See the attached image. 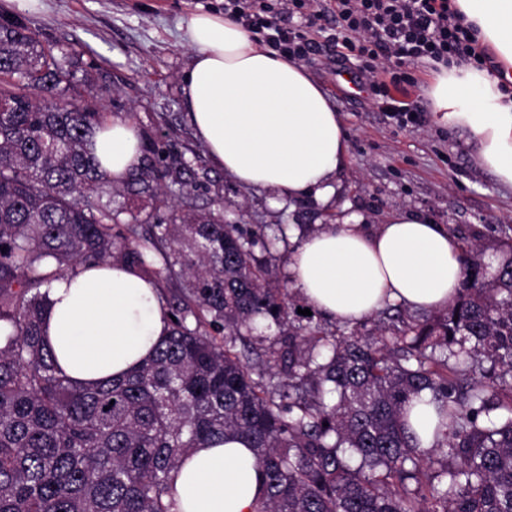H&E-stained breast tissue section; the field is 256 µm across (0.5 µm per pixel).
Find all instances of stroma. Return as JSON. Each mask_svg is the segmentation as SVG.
<instances>
[{
	"label": "stroma",
	"instance_id": "1",
	"mask_svg": "<svg viewBox=\"0 0 512 512\" xmlns=\"http://www.w3.org/2000/svg\"><path fill=\"white\" fill-rule=\"evenodd\" d=\"M201 9L223 11L224 0H0V14L22 18L76 63L87 93L110 118L167 140L191 130L182 78L192 49L184 32L186 19ZM306 65L345 123L349 155L336 177L337 191L325 199H278L273 191L243 188L211 168L230 218L242 224L282 222L294 239L299 225L321 224L330 215L340 221L357 213L375 227L401 211L487 244L512 237V187L480 164L467 133L430 121L429 62L410 70L417 81L411 98L421 114L418 124L405 128L380 112L355 64L320 53ZM162 112L171 116L172 128L158 127Z\"/></svg>",
	"mask_w": 512,
	"mask_h": 512
}]
</instances>
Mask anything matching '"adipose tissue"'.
I'll return each instance as SVG.
<instances>
[{
  "mask_svg": "<svg viewBox=\"0 0 512 512\" xmlns=\"http://www.w3.org/2000/svg\"><path fill=\"white\" fill-rule=\"evenodd\" d=\"M502 71L438 65L429 89L430 120L466 130L479 159L512 185V0H452ZM194 49L183 77L187 118L211 160L239 185L277 195L326 197L348 159L340 112L299 61L272 50L232 18L193 13ZM134 124L115 119L90 143L119 179L140 163ZM457 238L415 213L369 228L358 215L326 224L290 253L288 273L304 302L322 317L356 322L388 303L415 310L448 305L464 280ZM157 285L114 261L54 280L42 333L65 374L84 385L118 378L146 362L168 336ZM423 449L443 430L429 393L406 407ZM179 512H256L262 499L254 452L242 439L192 449L172 473Z\"/></svg>",
  "mask_w": 512,
  "mask_h": 512,
  "instance_id": "adipose-tissue-1",
  "label": "adipose tissue"
}]
</instances>
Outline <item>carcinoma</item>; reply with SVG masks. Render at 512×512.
Segmentation results:
<instances>
[{"instance_id": "carcinoma-1", "label": "carcinoma", "mask_w": 512, "mask_h": 512, "mask_svg": "<svg viewBox=\"0 0 512 512\" xmlns=\"http://www.w3.org/2000/svg\"><path fill=\"white\" fill-rule=\"evenodd\" d=\"M83 86L0 15V512H175L180 457L234 438L264 478L258 512H512L511 238L463 239L440 316L395 304L370 336L314 325L256 254L288 225L199 203L213 180L196 151L148 132L112 179L88 149L108 113ZM113 260L168 286L175 321L145 364L78 387L41 335L42 289ZM423 391L447 426L427 452L404 415Z\"/></svg>"}]
</instances>
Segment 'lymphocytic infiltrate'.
<instances>
[{
	"mask_svg": "<svg viewBox=\"0 0 512 512\" xmlns=\"http://www.w3.org/2000/svg\"><path fill=\"white\" fill-rule=\"evenodd\" d=\"M289 13L327 18L328 42L349 52L371 87L380 93L379 108L401 128L417 123L414 102L385 89L384 63L395 68L428 60L465 62L484 67L487 52L479 46L451 0H282ZM225 12L242 19L252 32L263 34L267 45L303 60L315 52L310 28L282 23L270 0H224Z\"/></svg>",
	"mask_w": 512,
	"mask_h": 512,
	"instance_id": "1",
	"label": "lymphocytic infiltrate"
}]
</instances>
